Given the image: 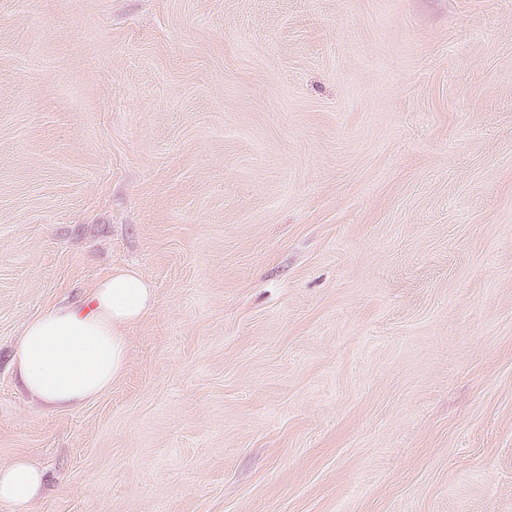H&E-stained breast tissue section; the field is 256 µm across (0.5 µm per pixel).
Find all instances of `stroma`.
<instances>
[{
    "instance_id": "obj_1",
    "label": "stroma",
    "mask_w": 512,
    "mask_h": 512,
    "mask_svg": "<svg viewBox=\"0 0 512 512\" xmlns=\"http://www.w3.org/2000/svg\"><path fill=\"white\" fill-rule=\"evenodd\" d=\"M154 288L73 410L31 319ZM29 512H512V0H0V467ZM44 482V471L28 458L20 456L10 466L0 469V503L11 512H28Z\"/></svg>"
}]
</instances>
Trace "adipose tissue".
Segmentation results:
<instances>
[{
    "mask_svg": "<svg viewBox=\"0 0 512 512\" xmlns=\"http://www.w3.org/2000/svg\"><path fill=\"white\" fill-rule=\"evenodd\" d=\"M154 294L135 270L118 268L99 282L89 307L61 306L28 322L13 355L22 388L52 408L71 409L111 388L123 373L127 327L151 309ZM44 482L26 457L0 469V503L27 512Z\"/></svg>",
    "mask_w": 512,
    "mask_h": 512,
    "instance_id": "adipose-tissue-1",
    "label": "adipose tissue"
}]
</instances>
